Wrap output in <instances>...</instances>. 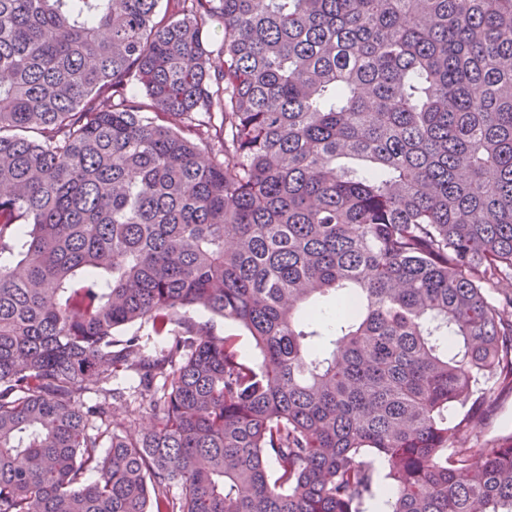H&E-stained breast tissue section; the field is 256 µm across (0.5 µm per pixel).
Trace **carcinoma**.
Wrapping results in <instances>:
<instances>
[{"mask_svg":"<svg viewBox=\"0 0 512 512\" xmlns=\"http://www.w3.org/2000/svg\"><path fill=\"white\" fill-rule=\"evenodd\" d=\"M158 6L0 0V512H512V0ZM181 315L198 323L209 322L214 327V332L219 336H236L242 352L255 363H260L262 358L255 348L251 336L241 329L236 323L224 320V318L212 315L202 307L181 310ZM115 336L117 338H125L127 336H131L134 334H137L142 338L143 341L147 342L148 346L150 348L153 347H162L164 346L168 340L170 339L169 336H155L152 333L151 324L147 322H136L132 323L126 326H123L119 329H117L114 332ZM478 432L480 439L485 442H492L512 432V395L499 396L494 411Z\"/></svg>","mask_w":512,"mask_h":512,"instance_id":"cac0c4a2","label":"carcinoma"}]
</instances>
